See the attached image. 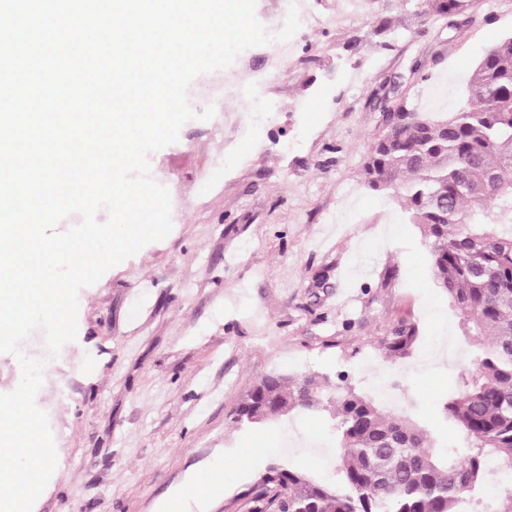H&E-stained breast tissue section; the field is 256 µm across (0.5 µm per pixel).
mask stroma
I'll use <instances>...</instances> for the list:
<instances>
[{
    "label": "stroma",
    "instance_id": "35a3bbf8",
    "mask_svg": "<svg viewBox=\"0 0 512 512\" xmlns=\"http://www.w3.org/2000/svg\"><path fill=\"white\" fill-rule=\"evenodd\" d=\"M418 9L366 0L362 21L296 31L294 62L267 90L283 107L261 114L258 140L228 139L220 167L208 162L207 120L186 122L149 155L187 219L79 290L77 338L57 355L39 330L21 344L46 363L35 403L57 452L32 512H157L219 457L223 491L207 512H247L274 458L337 483L328 412L232 423L233 407L271 373L342 383L434 420L469 348L418 229L361 181L364 142L396 99L453 111L480 52L512 33V0H478L464 17L425 24ZM299 97L308 111H290ZM400 319L421 339L390 359L380 341ZM242 448L259 454L240 461Z\"/></svg>",
    "mask_w": 512,
    "mask_h": 512
}]
</instances>
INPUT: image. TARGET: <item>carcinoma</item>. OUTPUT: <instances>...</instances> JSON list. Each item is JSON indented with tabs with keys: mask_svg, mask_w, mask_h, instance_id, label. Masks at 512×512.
Instances as JSON below:
<instances>
[{
	"mask_svg": "<svg viewBox=\"0 0 512 512\" xmlns=\"http://www.w3.org/2000/svg\"><path fill=\"white\" fill-rule=\"evenodd\" d=\"M473 0H421L419 16L456 17ZM466 100L452 112H420L406 99L368 137L360 177L409 213L432 258L433 278L459 314L477 353L440 407L462 434V458L417 420L383 410L352 390L331 394L309 377L269 374L231 413L238 427L306 410L330 413L340 482L330 486L271 462L248 512H461L483 503L494 462L512 475V34L470 69ZM417 328L404 320L382 340L390 358L408 355Z\"/></svg>",
	"mask_w": 512,
	"mask_h": 512,
	"instance_id": "cac0c4a2",
	"label": "carcinoma"
}]
</instances>
